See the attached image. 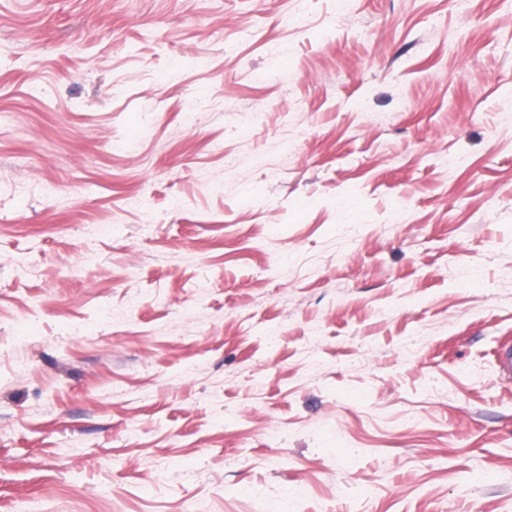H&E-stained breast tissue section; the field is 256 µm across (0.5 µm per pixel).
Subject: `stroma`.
Instances as JSON below:
<instances>
[{
	"label": "stroma",
	"instance_id": "stroma-1",
	"mask_svg": "<svg viewBox=\"0 0 512 512\" xmlns=\"http://www.w3.org/2000/svg\"><path fill=\"white\" fill-rule=\"evenodd\" d=\"M0 0V512H512V0Z\"/></svg>",
	"mask_w": 512,
	"mask_h": 512
}]
</instances>
